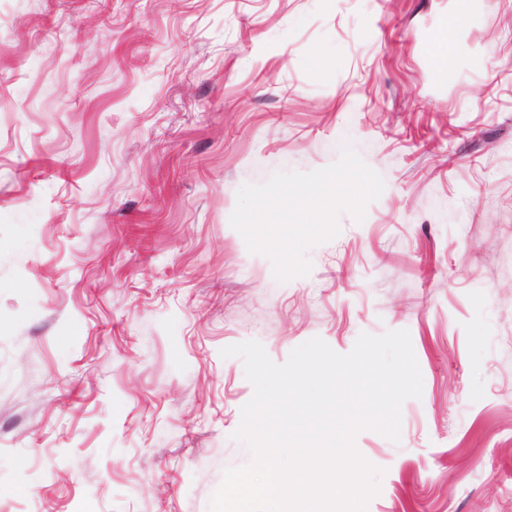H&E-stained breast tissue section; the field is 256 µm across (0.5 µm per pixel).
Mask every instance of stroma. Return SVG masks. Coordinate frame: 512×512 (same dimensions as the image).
Listing matches in <instances>:
<instances>
[{"mask_svg":"<svg viewBox=\"0 0 512 512\" xmlns=\"http://www.w3.org/2000/svg\"><path fill=\"white\" fill-rule=\"evenodd\" d=\"M0 0V512H209L255 340L407 330L366 512H512V0ZM384 182L286 283L237 193ZM456 9L450 20L439 30L431 43V52L442 65L447 64L454 50V36L460 19L469 10L470 0H456Z\"/></svg>","mask_w":512,"mask_h":512,"instance_id":"1","label":"stroma"}]
</instances>
